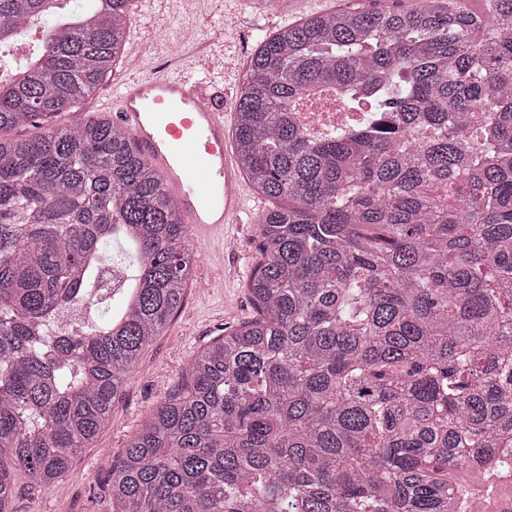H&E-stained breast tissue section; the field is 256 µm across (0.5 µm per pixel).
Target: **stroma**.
<instances>
[{"instance_id":"1","label":"stroma","mask_w":512,"mask_h":512,"mask_svg":"<svg viewBox=\"0 0 512 512\" xmlns=\"http://www.w3.org/2000/svg\"><path fill=\"white\" fill-rule=\"evenodd\" d=\"M412 0H296L286 14L253 13L245 0H204L195 15L173 12L158 16L142 6L131 12L128 30H153L157 53L165 58L179 54L184 34L205 39L223 33L225 54L237 57L233 76L242 84L245 63L259 39L307 15L344 7L377 9L407 7ZM189 250L194 272L185 290L183 305L164 331L142 353L130 383L116 397L112 417L90 447L78 453L68 472L47 488L16 474L13 512H113L108 489V469L118 461L150 410L186 381L193 355L226 326L254 319L256 310L248 281L258 263L256 224L230 225L225 230L189 229Z\"/></svg>"}]
</instances>
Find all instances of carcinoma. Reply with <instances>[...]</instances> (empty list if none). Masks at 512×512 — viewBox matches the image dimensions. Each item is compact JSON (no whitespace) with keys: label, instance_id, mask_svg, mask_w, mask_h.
<instances>
[{"label":"carcinoma","instance_id":"1","mask_svg":"<svg viewBox=\"0 0 512 512\" xmlns=\"http://www.w3.org/2000/svg\"><path fill=\"white\" fill-rule=\"evenodd\" d=\"M316 13L258 44L236 166L259 317L193 357L112 466L116 512H457L464 460L512 448V0ZM131 0H0V512L52 485L192 276L188 224L128 131L28 138L126 57ZM341 93L359 128L311 135ZM336 103L332 105L331 112H298L299 117L306 125L308 132L320 131L324 125L336 124L338 122H346V117L350 116V112H336Z\"/></svg>","mask_w":512,"mask_h":512}]
</instances>
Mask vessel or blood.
<instances>
[{
    "label": "vessel or blood",
    "instance_id": "b4317fda",
    "mask_svg": "<svg viewBox=\"0 0 512 512\" xmlns=\"http://www.w3.org/2000/svg\"><path fill=\"white\" fill-rule=\"evenodd\" d=\"M219 39L187 65L131 67L105 107L131 130L145 159L172 189L190 226L242 223L245 196L229 152L223 110L206 91V79L223 78L216 66Z\"/></svg>",
    "mask_w": 512,
    "mask_h": 512
}]
</instances>
